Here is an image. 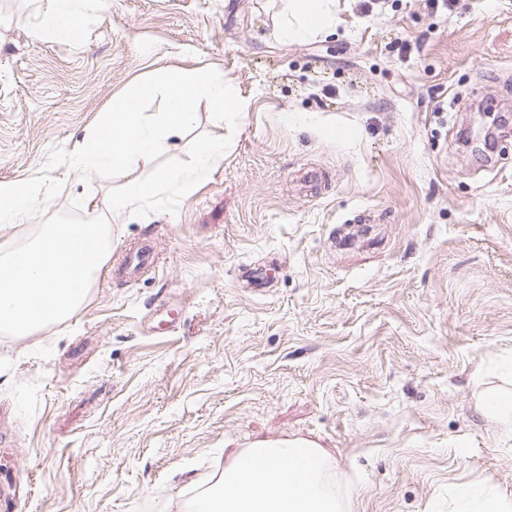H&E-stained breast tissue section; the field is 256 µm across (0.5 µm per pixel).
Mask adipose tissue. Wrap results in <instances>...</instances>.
I'll list each match as a JSON object with an SVG mask.
<instances>
[{
  "label": "adipose tissue",
  "mask_w": 512,
  "mask_h": 512,
  "mask_svg": "<svg viewBox=\"0 0 512 512\" xmlns=\"http://www.w3.org/2000/svg\"><path fill=\"white\" fill-rule=\"evenodd\" d=\"M333 0H286L278 34L296 40L332 27ZM264 464L250 471L247 459ZM324 452L262 444L234 452L218 484L192 500V512H345V496L329 484Z\"/></svg>",
  "instance_id": "adipose-tissue-1"
}]
</instances>
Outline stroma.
<instances>
[{
    "instance_id": "35a3bbf8",
    "label": "stroma",
    "mask_w": 512,
    "mask_h": 512,
    "mask_svg": "<svg viewBox=\"0 0 512 512\" xmlns=\"http://www.w3.org/2000/svg\"><path fill=\"white\" fill-rule=\"evenodd\" d=\"M0 0V182L77 143L131 84L214 68L243 102L176 214L111 218L112 253L69 318L0 336V512H180L227 454L302 438L347 512H452L512 492V450L477 401L512 388V125L483 162L461 133L512 112V0H334L282 41L281 0ZM130 176L67 166L49 213L109 216ZM155 243L151 270L125 256ZM54 3L53 10L43 17V31L61 39L75 40L79 25L72 0H55ZM454 509L455 512H510L512 496L501 492L466 490L457 498Z\"/></svg>"
}]
</instances>
